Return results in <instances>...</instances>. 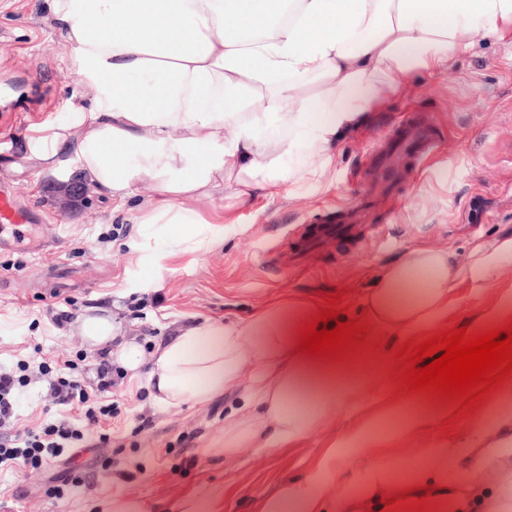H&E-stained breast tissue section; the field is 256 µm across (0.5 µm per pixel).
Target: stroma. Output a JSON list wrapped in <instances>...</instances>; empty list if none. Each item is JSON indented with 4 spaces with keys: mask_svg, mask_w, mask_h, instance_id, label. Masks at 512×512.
<instances>
[{
    "mask_svg": "<svg viewBox=\"0 0 512 512\" xmlns=\"http://www.w3.org/2000/svg\"><path fill=\"white\" fill-rule=\"evenodd\" d=\"M44 0H0V77L19 78L9 102L0 103V184L14 186L20 201L43 210L45 221L0 232V369L26 364L28 384L16 412L15 428L39 430L46 423L79 421L77 410L52 404L42 364L79 358L77 377L95 389L100 350L76 329L85 316H115L127 340L142 352L130 371L112 365V404L106 423L111 443L97 446L99 429L89 427L82 447L65 449L37 469L0 468V512H93L95 502L115 492L147 500L153 512H180L191 494H206L212 512H257L260 499L281 482L326 466L351 490L360 474L394 457L395 468L423 463L428 448L448 453V480L464 483L480 501V512H498L502 468L495 448L512 427V376L483 395L453 422L407 438L390 419L373 437L379 454L345 466L346 445L355 419L345 415L335 426L311 434L296 448L243 447L231 457L217 449L234 420L231 411L242 390L203 404L162 407L147 378L157 346L182 327L208 319L246 316L279 293L342 295L339 320L359 319L358 291L370 288L390 263L412 249L448 252L466 268L479 252L512 238V43L478 37L457 68L424 78L406 98L389 103L374 119L382 125L394 113L416 108L441 114L450 131L442 136L433 170L410 180L398 211L376 227L381 245L367 251L326 242L306 266L285 274L262 268L257 253L287 226L332 215L350 199L351 175L365 150V131L344 138L336 164L327 174L332 187L305 188L292 201L263 199L239 210L238 228L209 251L165 260L160 268L137 265L127 244L138 233L136 213H116L106 194L90 191L68 211L56 204L58 183L41 175L29 160L28 127L64 118L69 103L82 99L80 78L61 47L59 29L45 18ZM512 292V255L501 257L484 281L462 277L448 303L449 324L475 326L483 309L501 293ZM70 312L64 326L55 313ZM403 342L384 341V369L362 368L363 387L383 386L386 399L403 385L395 377ZM70 473L74 481L57 486Z\"/></svg>",
    "mask_w": 512,
    "mask_h": 512,
    "instance_id": "1",
    "label": "stroma"
}]
</instances>
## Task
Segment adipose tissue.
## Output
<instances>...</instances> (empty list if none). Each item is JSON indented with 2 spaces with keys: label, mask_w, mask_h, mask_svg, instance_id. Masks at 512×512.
<instances>
[{
  "label": "adipose tissue",
  "mask_w": 512,
  "mask_h": 512,
  "mask_svg": "<svg viewBox=\"0 0 512 512\" xmlns=\"http://www.w3.org/2000/svg\"><path fill=\"white\" fill-rule=\"evenodd\" d=\"M88 105L65 121L33 128L28 151L61 176L58 153L72 145L87 184L115 209L137 203L140 233L129 248L157 268L224 238L204 208L216 196L233 206L292 199L304 186L325 192L347 134L365 126L420 74L454 70L480 33L512 41V0H46ZM153 193L141 194L144 184ZM512 238L459 268L448 252L413 250L389 264L360 295L364 349L379 361L386 336L433 330L460 275L485 278ZM325 300L285 293L248 317L179 329L153 355L148 381L160 405L204 403L248 380L224 435L243 443L293 448L375 401L352 394L354 354L343 360L296 353L298 329ZM77 328L89 342L114 346L126 369L141 352L120 338L112 318L89 316ZM455 404L433 393H402L403 431L447 422ZM446 478L416 466L365 478L360 495H332L327 468L286 482L259 512H354L357 500L384 512L401 492L437 498Z\"/></svg>",
  "instance_id": "1"
}]
</instances>
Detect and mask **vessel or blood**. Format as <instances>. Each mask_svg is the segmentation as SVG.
Returning a JSON list of instances; mask_svg holds the SVG:
<instances>
[{"instance_id": "1", "label": "vessel or blood", "mask_w": 512, "mask_h": 512, "mask_svg": "<svg viewBox=\"0 0 512 512\" xmlns=\"http://www.w3.org/2000/svg\"><path fill=\"white\" fill-rule=\"evenodd\" d=\"M443 122L434 114L404 113L375 134L361 157L353 179L354 194L336 209L335 218L301 224L284 240L259 254L268 269L284 272L301 267L305 257L318 253L328 240L367 246L375 213H392L409 179L434 155ZM41 216L18 203L14 190L0 187V223L34 224Z\"/></svg>"}]
</instances>
